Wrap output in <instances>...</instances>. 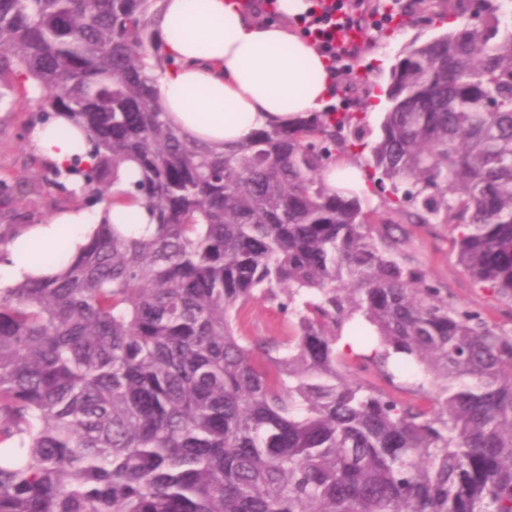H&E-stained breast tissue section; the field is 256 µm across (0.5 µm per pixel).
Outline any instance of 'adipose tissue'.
Wrapping results in <instances>:
<instances>
[{"instance_id":"1","label":"adipose tissue","mask_w":512,"mask_h":512,"mask_svg":"<svg viewBox=\"0 0 512 512\" xmlns=\"http://www.w3.org/2000/svg\"><path fill=\"white\" fill-rule=\"evenodd\" d=\"M165 69L156 71L169 123L213 150L248 141L262 129L285 128L320 110L332 89L326 60L282 25L257 22L234 0H164L158 23ZM146 226L143 210L112 206L106 215L70 209L20 229L0 250V282L50 274L31 244L53 251L67 238L77 252L101 220Z\"/></svg>"}]
</instances>
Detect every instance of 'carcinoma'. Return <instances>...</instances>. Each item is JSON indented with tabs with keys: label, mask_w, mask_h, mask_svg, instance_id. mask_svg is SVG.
Instances as JSON below:
<instances>
[{
	"label": "carcinoma",
	"mask_w": 512,
	"mask_h": 512,
	"mask_svg": "<svg viewBox=\"0 0 512 512\" xmlns=\"http://www.w3.org/2000/svg\"><path fill=\"white\" fill-rule=\"evenodd\" d=\"M379 133L315 112L218 154L165 118L161 0H0V108L85 134L103 220L0 288V512H512V329L448 299L401 222L445 217L512 303V0L401 4ZM364 160L379 206L324 182ZM275 300L291 332L247 334ZM107 218L111 224H139V232L144 231L146 224H149L146 213L138 207L112 205L107 212Z\"/></svg>",
	"instance_id": "cac0c4a2"
}]
</instances>
